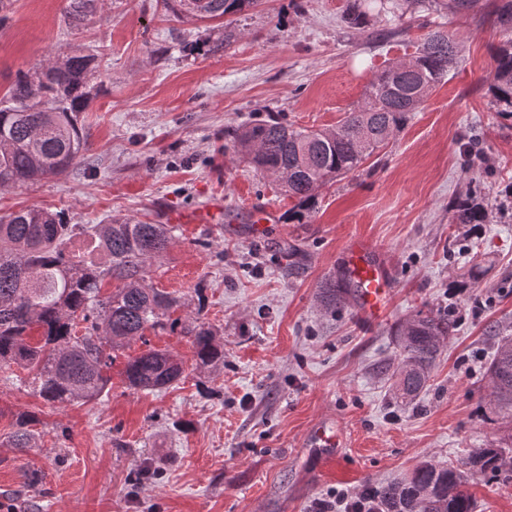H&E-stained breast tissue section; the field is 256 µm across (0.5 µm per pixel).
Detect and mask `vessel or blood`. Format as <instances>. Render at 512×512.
Segmentation results:
<instances>
[{
  "mask_svg": "<svg viewBox=\"0 0 512 512\" xmlns=\"http://www.w3.org/2000/svg\"><path fill=\"white\" fill-rule=\"evenodd\" d=\"M345 272L353 284L357 300V313L368 326L381 321L394 286L390 268L383 262L379 248L362 239L351 241L346 250ZM313 446L320 450L321 458L333 462L341 441L338 435L328 433L320 426L311 434Z\"/></svg>",
  "mask_w": 512,
  "mask_h": 512,
  "instance_id": "b4317fda",
  "label": "vessel or blood"
}]
</instances>
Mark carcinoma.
Listing matches in <instances>:
<instances>
[{"label": "carcinoma", "mask_w": 512, "mask_h": 512, "mask_svg": "<svg viewBox=\"0 0 512 512\" xmlns=\"http://www.w3.org/2000/svg\"><path fill=\"white\" fill-rule=\"evenodd\" d=\"M95 0H65L63 17L72 29L93 16ZM179 11L201 19L232 17L258 0H176ZM406 0H353L345 21L360 27L377 9L403 16ZM496 23L503 32L495 49L489 83L497 112L512 118V0H500ZM457 43L435 31L417 51L415 64L398 62L370 83L361 104L333 129H296L282 118L256 119L231 132L228 148L247 157L255 169L280 172L297 213L309 212L318 191L350 174L389 142L447 77L456 64ZM96 57L77 48L21 72L0 97V187L35 182L70 169L82 156L86 140L81 112L100 88L90 86ZM481 183H469L456 203L461 224H486ZM169 224H69L61 212L22 209L0 216V365L15 364L31 375L33 391L49 404L101 399L108 394L112 353L145 331H179L189 337L196 367L224 365V345L197 318L171 320L178 300L146 284L149 262L167 251ZM120 285L104 296V282ZM350 285L340 276L319 286L324 307L347 300ZM450 317L422 311L397 323L399 347L391 377L400 396L411 402L424 389L441 347L451 336ZM39 329V339L31 331ZM182 362L168 351L149 348L127 361L129 387L159 390L178 381ZM491 394L500 411L512 410V342L498 346L490 366ZM36 416L21 414L11 436L16 448L32 447ZM512 480V445L483 448L464 469L424 463L398 481L369 484L365 492L374 512H474L462 489L464 471Z\"/></svg>", "instance_id": "cac0c4a2"}]
</instances>
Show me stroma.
<instances>
[{"instance_id":"stroma-1","label":"stroma","mask_w":512,"mask_h":512,"mask_svg":"<svg viewBox=\"0 0 512 512\" xmlns=\"http://www.w3.org/2000/svg\"><path fill=\"white\" fill-rule=\"evenodd\" d=\"M352 2L259 0L228 25L164 0H99L78 31L63 21L64 0H11L0 95L18 72L77 46L101 52L103 85L82 114L81 161L0 189V215L38 207L72 224H167L209 212V223L176 226L147 282L179 299L171 318L196 315L214 330L224 366L196 368L188 337L150 331L118 352L107 397L62 406L1 366L0 512H312L328 493L425 462L459 466L512 435L487 374L512 335V217L495 209L512 185V118L488 92L502 39L493 2L453 14L447 0H414L403 17L360 28L344 20ZM436 30L460 45L444 83L384 149L324 186L302 222L275 178L225 153V132L258 117L336 127L378 73ZM472 176L491 210L477 229L453 210ZM355 237L384 249L395 282L386 318L369 329L353 304L330 312L316 298ZM420 309L452 314L456 327L408 403L386 368L399 354L392 327ZM147 346L181 359L183 379L129 388L125 365ZM22 414L39 423L19 449L10 437ZM320 423L341 437L331 464H315L309 445ZM147 464L158 480L135 484ZM469 491L476 512H512L511 482L479 477Z\"/></svg>"}]
</instances>
